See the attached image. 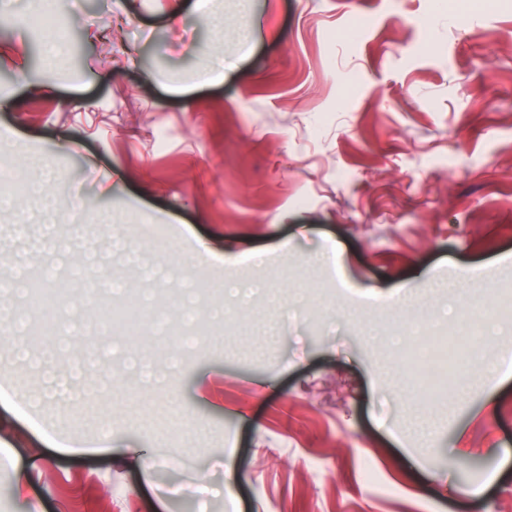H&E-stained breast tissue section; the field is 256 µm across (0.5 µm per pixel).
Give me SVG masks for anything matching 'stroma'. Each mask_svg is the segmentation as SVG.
Segmentation results:
<instances>
[{"instance_id":"stroma-1","label":"stroma","mask_w":512,"mask_h":512,"mask_svg":"<svg viewBox=\"0 0 512 512\" xmlns=\"http://www.w3.org/2000/svg\"><path fill=\"white\" fill-rule=\"evenodd\" d=\"M79 59L44 67L31 0H0V167L51 162L52 210L0 211V272L69 282L89 249L152 298L112 253L124 231L164 264L160 286H272L236 303L203 350H159L173 391L118 367L19 369L0 338V384L46 404L0 405L12 465L0 512H494L512 500V363H471L478 391L409 386L390 341L397 290L426 332L512 296V0H64ZM223 73L203 85L201 72ZM211 256L187 280L181 255ZM337 247V261L320 255ZM267 254L265 262L253 258ZM471 287L458 306L430 279ZM24 292L11 302L23 306ZM436 423L435 440L411 424ZM111 436L107 448H72ZM232 470H225V463Z\"/></svg>"}]
</instances>
